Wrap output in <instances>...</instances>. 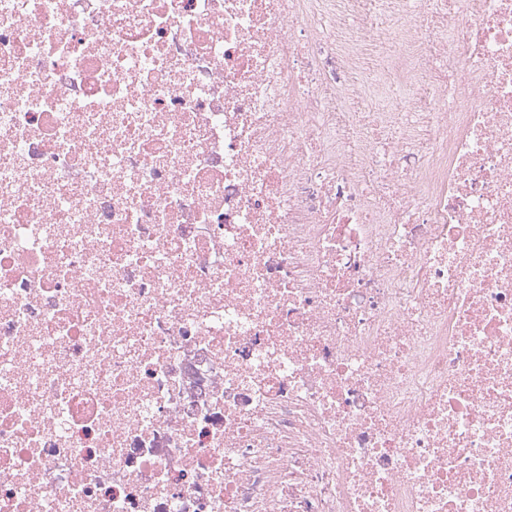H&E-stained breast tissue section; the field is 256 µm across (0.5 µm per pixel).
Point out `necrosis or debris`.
<instances>
[{
	"mask_svg": "<svg viewBox=\"0 0 512 512\" xmlns=\"http://www.w3.org/2000/svg\"><path fill=\"white\" fill-rule=\"evenodd\" d=\"M0 512H512V0H0Z\"/></svg>",
	"mask_w": 512,
	"mask_h": 512,
	"instance_id": "1",
	"label": "necrosis or debris"
}]
</instances>
